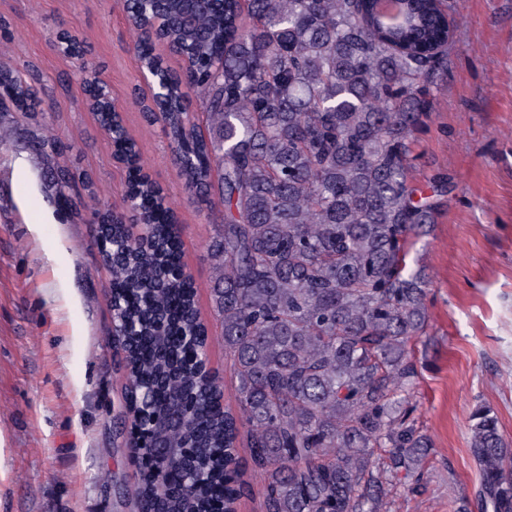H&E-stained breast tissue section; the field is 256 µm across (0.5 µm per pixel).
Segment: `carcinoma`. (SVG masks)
Listing matches in <instances>:
<instances>
[{"mask_svg":"<svg viewBox=\"0 0 512 512\" xmlns=\"http://www.w3.org/2000/svg\"><path fill=\"white\" fill-rule=\"evenodd\" d=\"M157 7L138 0L136 29ZM164 33L193 61L208 136L168 95L171 160L188 191L217 197L224 223L207 248L210 301L236 380L239 411L215 406L182 334L207 332L180 243L160 222L171 209L152 181L136 179L128 209L151 244L112 211H94L97 243L112 275L115 331L128 386H151L150 415L169 413L180 391L193 401L170 425L172 447L197 456L187 490L143 470L147 494L169 512H236L245 491L240 437L262 483L266 512H393L398 488H426L430 439L414 412L410 345L426 335L428 281L409 267L412 241L435 223L438 202L412 185L416 132L431 110L458 34L456 0H212L187 11L165 0ZM0 95L18 111L37 88L0 68ZM101 127L112 99L98 95ZM468 451L482 512H512V447L493 408L478 404Z\"/></svg>","mask_w":512,"mask_h":512,"instance_id":"1","label":"carcinoma"}]
</instances>
